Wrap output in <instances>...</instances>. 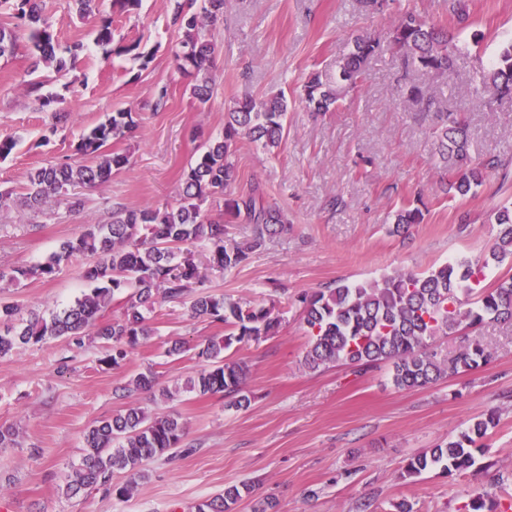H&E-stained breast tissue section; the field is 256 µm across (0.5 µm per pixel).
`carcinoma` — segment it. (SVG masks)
Returning a JSON list of instances; mask_svg holds the SVG:
<instances>
[{
    "instance_id": "1",
    "label": "carcinoma",
    "mask_w": 512,
    "mask_h": 512,
    "mask_svg": "<svg viewBox=\"0 0 512 512\" xmlns=\"http://www.w3.org/2000/svg\"><path fill=\"white\" fill-rule=\"evenodd\" d=\"M98 0H65L67 10L81 20L95 16ZM227 0H174L171 24L179 37L172 48L175 71L188 79L191 98L206 105L213 93L215 44L207 27L224 14ZM15 19L10 29L0 27V59L14 56L24 39L37 62L62 71L85 54L87 46L75 40L56 53L57 35L42 15L40 0H0V15ZM95 44L109 54L135 53L141 68L154 59L140 50V41L113 44L112 21L104 19L94 27ZM402 55L418 72L446 76L457 57L469 51V43L411 8L395 19L388 41L358 36L338 75L317 72L303 84L300 99L312 112H332L350 91L363 81L372 59L385 47ZM26 85L41 110L58 108L62 100L41 93L43 81L31 78ZM476 97L485 104L512 98V41L504 44L491 66L479 69ZM288 101L282 94L248 97L228 107L224 134L199 146L196 157L183 174L179 199L162 207L114 208L106 224L91 225L79 235L63 241L44 262L32 266L0 267V282L28 279L52 280L73 258H88L84 278L87 291L69 305L44 316L11 302L0 301V357L19 345H39L51 338L67 337L77 348L94 331L106 350L101 362L118 367L129 353L142 345L152 329L143 310L162 300L188 305L189 316L224 324L220 341L210 340L197 352L205 365L185 382V389L201 395H222L229 405L241 408L250 403L244 394L246 366L224 358V350L235 342L258 339L276 333L280 318L272 307L243 309L224 300V295L204 290L205 280L188 246L206 242L213 265L229 270L244 263L260 249L266 237L288 230L284 212L263 202L257 190L247 195L235 192L238 179L232 160L240 140L260 142L268 150L280 147L285 136ZM138 127L130 108L119 109L79 138L76 153L81 161L47 162L28 176L22 204L41 209L50 202L68 204L78 210L82 199L76 189H93L108 181L112 172L130 164L125 153L107 151L112 141L131 135ZM438 151L446 167L461 176L446 184L447 193L465 195L482 184L485 164L474 162L469 153L465 129L457 119L435 131ZM224 197L223 216L215 218L206 203ZM252 225V236L243 247L224 246V221ZM423 220L418 208H403L396 214L393 232L401 234L409 225ZM500 227L490 258L501 263L512 259V209L494 215ZM488 260L446 262L427 272L398 270L371 284L338 283L299 296L304 323L310 336L305 357L308 368L316 370L330 363H342L357 376L381 364L392 366V382L399 390L426 387L438 379L472 370L490 361L492 354L479 343L468 344L455 355L440 359L428 351L435 336L460 335L488 321H512V277L494 288L479 292L476 307L469 306L474 286L484 276ZM112 303L123 305L119 319L99 325V314ZM157 385L152 371L133 376L123 390L152 391ZM493 418L477 421L443 444L415 455L408 474L439 467L446 474L471 469L482 454L483 438ZM185 429L176 413L150 414L141 407H129L89 426L84 434L80 464L67 476L66 493L73 497L87 488L126 496L142 463L182 445ZM124 472L129 481L118 486L113 475ZM231 486L224 493L196 506V512H232L241 490ZM501 502L484 487L472 491L466 512H501Z\"/></svg>"
}]
</instances>
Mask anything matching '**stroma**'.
Instances as JSON below:
<instances>
[{"label": "stroma", "instance_id": "35a3bbf8", "mask_svg": "<svg viewBox=\"0 0 512 512\" xmlns=\"http://www.w3.org/2000/svg\"><path fill=\"white\" fill-rule=\"evenodd\" d=\"M42 7L60 44L79 39L88 49L67 74H38L44 93L63 99L57 114L38 110L20 83L31 67L26 47L0 61V135L18 142L0 159V186L22 189L31 169L74 157L80 135L117 109L134 107L139 128L116 145L130 155V166L84 192L80 211L53 203L37 216L12 202L1 207L0 266L44 260L85 225L107 223L114 207L175 202L198 146L222 134L233 101L281 92L289 103L282 145L270 152L245 139L234 160L238 192L260 185L265 203L287 213V233L227 271L210 266L209 245L193 248L207 284L242 308L275 307L281 324L275 335L227 352L248 367L244 392L251 402L241 409L220 395L184 392L186 377L200 366L195 346L222 339L224 326L190 318L183 305L156 304L147 315L152 336L114 370L101 365L104 350L94 337L80 349L58 338L0 358V424L17 433L16 447L0 448V512H195L225 486L242 483L252 493L235 512H252L268 496L278 512H392L403 499L414 512H457L480 484L512 495V325L472 332L494 350L489 364L401 391L387 365L363 376L336 364L309 370L297 300L334 282L369 283L402 268L424 272L488 254L498 235L493 215L512 207V100L482 106L471 81L479 64L512 39V0H469L463 30L479 43L449 76L405 70L400 57L387 53L372 61L337 111L321 113L301 102L303 83L315 72L338 73L356 35L386 37L390 15L366 13L359 0H228L223 19L208 29L218 47V78L201 107L174 72L169 0H141L129 15L113 12L112 0L101 2L116 42L137 40L153 52L145 69L130 54L104 56L93 43L92 23L73 21L63 0H42ZM408 82L435 96V108L410 102L403 93ZM163 85L169 100L158 110L154 93ZM445 110L466 124L469 153L486 165L482 185L465 196L444 190L452 174L433 132ZM56 123L58 134L40 144ZM404 207L420 208L424 220L392 234L394 215ZM83 271L77 259L54 279L4 284L0 300L25 310L61 309L85 289ZM175 340L186 350L171 357ZM148 369L174 399L118 396L132 375ZM129 405L178 413L187 452L145 461L144 478L126 497L92 490L66 496L65 476L82 458L86 428ZM491 413L496 423L482 469L407 476L414 455Z\"/></svg>", "mask_w": 512, "mask_h": 512}]
</instances>
